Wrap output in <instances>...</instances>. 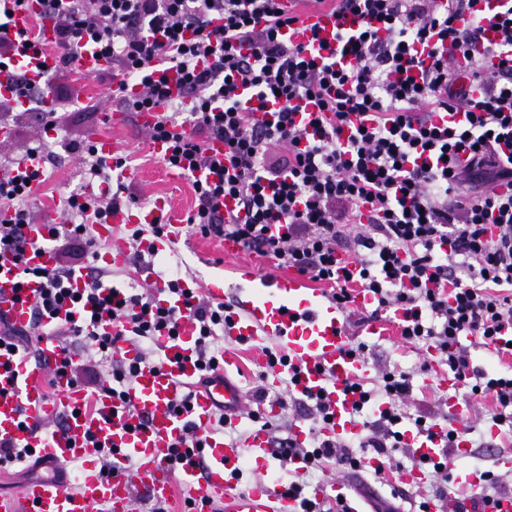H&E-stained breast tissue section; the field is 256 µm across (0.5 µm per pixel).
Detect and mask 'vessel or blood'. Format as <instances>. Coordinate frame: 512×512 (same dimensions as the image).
<instances>
[{"label": "vessel or blood", "instance_id": "b4317fda", "mask_svg": "<svg viewBox=\"0 0 512 512\" xmlns=\"http://www.w3.org/2000/svg\"><path fill=\"white\" fill-rule=\"evenodd\" d=\"M501 0H479L478 10L485 15L482 34L473 47L485 70L494 71L499 63L488 45L497 34L490 22ZM354 25L353 16H339L330 11H315L282 29L283 38L292 45L307 46L312 36L335 42L337 30ZM40 38L45 51L29 55L25 67L31 77L52 76L58 67V55L52 50L54 24L43 21ZM125 115L111 111L93 144L105 158L119 155L121 144L113 137V128L122 126ZM165 199H157L153 207L121 206L114 209L110 223L96 225L100 239L110 238L117 224H149L165 210ZM34 240L27 249L28 267L52 268L54 251L46 245L48 229L31 224L26 229ZM183 227L168 224L165 235L144 241V250L154 255L172 251L182 238ZM242 287L236 290L237 314L233 316L232 336H244L260 343L273 338L280 342L290 364L299 369L297 391H322L332 414L324 430L327 436L356 439L361 426L352 414L354 397L347 386L359 375H368L370 367L348 352L349 330L341 308L323 293L309 288L301 276H280L270 280L257 278L251 265L239 268ZM40 293L36 280L21 282L19 270L9 259L0 260V313L19 328L31 322L30 302ZM195 324L183 317L176 341L161 338L171 356L169 364L157 368L141 366L135 376L127 401L108 393L97 395V413L86 412L84 389L74 385L69 375L57 377L54 395H47L45 375L61 361L54 337H43L39 358L35 362L0 349V445L25 442L37 448L46 466L57 468L79 461L83 470L76 487H69L53 477L22 478L13 492L0 495V512H137L139 506L169 500L176 488L188 495L220 503L223 512H296L294 499L272 493L269 487L257 486L244 492L230 493L226 473L255 450V464L269 469L264 455L268 446L265 431L248 433L243 444L232 447L217 439H209L204 456L190 455L180 472H172L167 463L170 446L181 438L186 421L206 425L216 405L240 408L243 397L238 387L217 378L199 387L187 411L176 408L186 388L199 373L194 352ZM439 389L449 392L448 412L459 416L464 412L457 398L458 382L444 371L435 374ZM54 425L48 436H35L31 427ZM95 438L101 446L114 448L139 460L135 469L123 470L116 476L102 475L97 469L95 449L87 447L86 438Z\"/></svg>", "mask_w": 512, "mask_h": 512}]
</instances>
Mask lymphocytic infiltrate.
<instances>
[{"instance_id": "lymphocytic-infiltrate-1", "label": "lymphocytic infiltrate", "mask_w": 512, "mask_h": 512, "mask_svg": "<svg viewBox=\"0 0 512 512\" xmlns=\"http://www.w3.org/2000/svg\"><path fill=\"white\" fill-rule=\"evenodd\" d=\"M24 2L0 0V71H13L16 97L25 111L43 114V129L50 133L57 123L44 108L45 84L28 79L20 61L21 53L40 52V33L11 28L13 13ZM308 2L354 16L357 30L339 37L356 59L354 68H334L336 50L326 44L307 50L283 41L281 29L296 17L281 9L280 0H39L42 17L54 23L60 71L86 52L107 57L112 67L99 79L116 85L112 100L118 110H159L150 133L154 139L166 137L169 127H182L164 162L193 188L188 234L234 238L276 268L328 285V298L358 323L402 311V342L437 351L436 364L423 359L409 370L392 367L377 378L350 382L362 427L351 442L324 437L330 413L323 393L298 394L286 385L277 396L282 414L271 420L260 410L267 389L250 387L247 396L255 405L250 419L267 431L280 456L302 459L305 469L354 471L373 457L379 462L374 478L387 486L398 482L407 466L428 465L433 496L452 498L453 512H485L507 492L502 473L481 467L480 490L467 495L449 465L459 435L478 432L479 420L456 429L413 415L410 408L415 381L431 379L440 368L458 379L467 401L486 403L493 427L512 437V371L488 375L473 366L461 343L470 336L496 356H512V347L499 336L504 326H512V0L495 16L502 59L491 73L470 51L479 27L458 25L475 0H447L443 7L437 0ZM216 16L223 18L222 26H213ZM246 43L253 49L248 56L241 53ZM459 55L473 76L484 79V99L470 101L458 88L452 63ZM171 69L193 100L192 111L168 102L160 74ZM130 79L143 87L138 98L122 91ZM249 88L261 103H279L273 120H255L241 98ZM304 97L319 106L305 123L292 108ZM438 112L464 113L465 122L435 125ZM355 117L362 120L357 135L343 144L340 127ZM213 139L223 141V157L209 154ZM37 151L41 165L29 169L22 160L9 161L0 176V207L14 213L11 221H0V256L13 259L21 278L41 282L28 329L0 317V348L32 360L42 337H58L59 371L77 385L79 365L69 350L80 343L108 369L95 391L124 400L139 365L167 362L159 338L176 335L187 314L196 323L194 362L201 374L216 373L224 360L228 304L212 302L177 278L167 287L183 296V306L168 308L153 292L106 287L101 274L87 268L88 259L101 257L95 225L109 223L127 190L114 179L126 169L127 157L110 161L93 144H71L84 174L100 189L77 188L60 199L57 220L48 227L56 264L43 271L27 267L25 228L54 159L49 141ZM426 154L435 156V165L422 164ZM210 173L218 174V181H207ZM226 196L235 197L236 211L223 210ZM365 209L374 213L372 223L360 221ZM273 224L286 225V234H270ZM81 272L83 286L73 287ZM359 289L372 295L370 307L352 308ZM76 311L83 319H73ZM126 345L136 349V359H119ZM290 417L307 421V444L283 436ZM230 423L220 407L207 425L187 423L167 458L170 468L179 470L186 450L204 448ZM409 423L418 436L439 439L438 461L412 450L404 433Z\"/></svg>"}]
</instances>
